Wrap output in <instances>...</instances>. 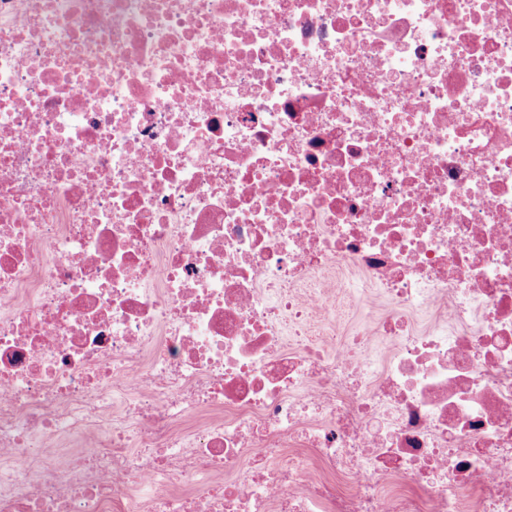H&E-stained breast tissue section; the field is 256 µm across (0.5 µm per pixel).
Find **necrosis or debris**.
I'll return each instance as SVG.
<instances>
[{
	"mask_svg": "<svg viewBox=\"0 0 512 512\" xmlns=\"http://www.w3.org/2000/svg\"><path fill=\"white\" fill-rule=\"evenodd\" d=\"M0 512H512V0H0Z\"/></svg>",
	"mask_w": 512,
	"mask_h": 512,
	"instance_id": "4bbe7bcc",
	"label": "necrosis or debris"
}]
</instances>
